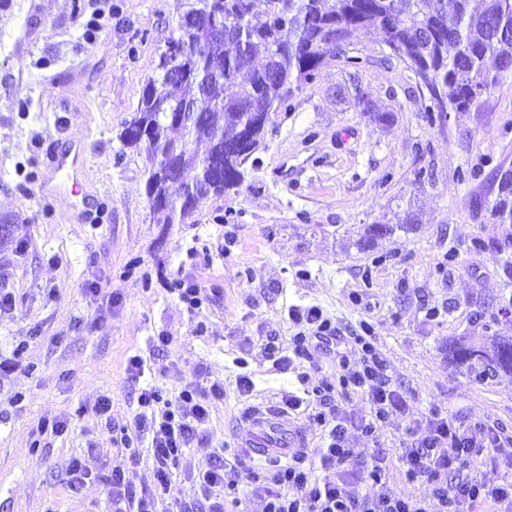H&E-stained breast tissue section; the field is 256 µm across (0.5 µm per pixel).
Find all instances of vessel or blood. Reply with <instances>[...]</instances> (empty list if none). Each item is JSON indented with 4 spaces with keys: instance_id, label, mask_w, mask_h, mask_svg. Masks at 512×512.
<instances>
[{
    "instance_id": "vessel-or-blood-1",
    "label": "vessel or blood",
    "mask_w": 512,
    "mask_h": 512,
    "mask_svg": "<svg viewBox=\"0 0 512 512\" xmlns=\"http://www.w3.org/2000/svg\"><path fill=\"white\" fill-rule=\"evenodd\" d=\"M52 163L56 171L63 174L59 190L80 195L85 170L83 151L72 149L53 155ZM239 427L247 433L246 439L240 443L244 454L260 460L279 461L307 445L299 422L276 406L251 408L242 416Z\"/></svg>"
}]
</instances>
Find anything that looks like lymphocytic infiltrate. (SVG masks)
<instances>
[{
  "label": "lymphocytic infiltrate",
  "instance_id": "1",
  "mask_svg": "<svg viewBox=\"0 0 512 512\" xmlns=\"http://www.w3.org/2000/svg\"><path fill=\"white\" fill-rule=\"evenodd\" d=\"M291 318L299 327L292 355L269 341L263 346L266 356L285 369L293 359H310L316 351L332 355L336 381L306 388L301 397L284 396L283 411L298 410L305 398H322L336 389L354 392L368 404L360 431L370 435L402 410L404 398L386 373L370 327L356 336L340 335L335 322L314 306L292 311ZM223 397L224 386L218 382L205 392L187 385L171 400L152 387L140 390L138 409L131 423L121 426L120 438L150 435L153 484L136 490L125 469L111 468L102 482L112 512H158V502L170 491L173 468L209 423L212 401ZM309 420L324 430L321 446L299 449L284 464L266 463L260 472L238 449H228L198 473L200 485L214 492V500L187 503L183 512H224L225 498L237 493L244 477L259 494L262 512H512V478L492 479L480 470L496 451L495 439L476 438L449 417L431 415L425 430L413 432L398 456L403 481L428 484L427 498L390 488L380 460L358 464L345 446L348 427L342 419L331 420L318 411Z\"/></svg>",
  "mask_w": 512,
  "mask_h": 512
}]
</instances>
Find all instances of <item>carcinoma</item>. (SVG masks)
I'll return each mask as SVG.
<instances>
[{"label":"carcinoma","instance_id":"carcinoma-1","mask_svg":"<svg viewBox=\"0 0 512 512\" xmlns=\"http://www.w3.org/2000/svg\"><path fill=\"white\" fill-rule=\"evenodd\" d=\"M206 2L196 0L169 41L184 51L182 75L170 77L158 60V77L148 81L119 135L124 147L149 155L146 194L151 203H165L153 211L158 224H184L210 198L237 190L269 114L288 110L325 56L343 55L347 66H361L360 57L346 55L359 30H380L392 55L427 88L426 112H463L475 90L512 70V0H224L222 53L209 50ZM158 83L166 88L162 94ZM167 160L181 177L178 190L164 173ZM496 180L488 219L512 224V170ZM414 224L410 213L395 224H369L360 242ZM448 357L471 372L480 366L512 375V339L464 337L448 344Z\"/></svg>","mask_w":512,"mask_h":512}]
</instances>
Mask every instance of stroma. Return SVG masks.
<instances>
[{"label": "stroma", "instance_id": "obj_1", "mask_svg": "<svg viewBox=\"0 0 512 512\" xmlns=\"http://www.w3.org/2000/svg\"><path fill=\"white\" fill-rule=\"evenodd\" d=\"M189 0H10L0 9V512H110L99 476L133 468L136 489L153 480L147 439L130 450L112 429L152 385L174 398L189 383L224 385L202 436L176 467L160 512L204 500L197 472L233 441L248 407L302 393V374L333 380L322 355L281 372L260 345L290 349V306L320 308L344 335L373 327L402 412L377 439L349 430L358 459L380 458L400 485L397 455L410 428L432 412L488 426L512 448V375L478 380L448 358L463 336H512V224L482 223L494 177L512 168V73L465 112L426 113L428 92L381 34L363 30L348 50L360 69L327 56L288 110L270 113L259 165L236 192L205 202L185 224H158L145 190V151L118 135ZM390 114L387 122L379 114ZM86 147L78 198L42 197L59 176L52 150ZM413 212L412 231L363 245L365 225ZM205 294L191 311L176 282ZM438 317H430V309ZM170 337L155 349L152 339ZM23 355H16L18 345ZM145 374L131 379L128 359ZM253 390L239 397L235 379ZM112 418L96 416L100 395ZM65 421L62 435L40 432ZM133 447V448H134ZM81 459L91 477L68 487Z\"/></svg>", "mask_w": 512, "mask_h": 512}]
</instances>
